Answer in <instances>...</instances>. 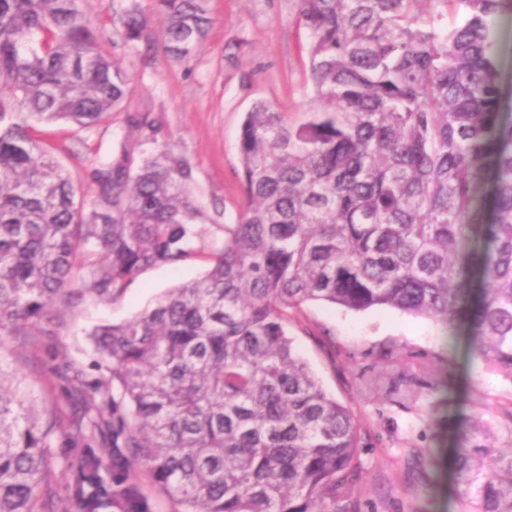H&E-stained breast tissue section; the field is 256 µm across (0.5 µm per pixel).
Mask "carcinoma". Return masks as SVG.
I'll return each mask as SVG.
<instances>
[{"label":"carcinoma","instance_id":"obj_1","mask_svg":"<svg viewBox=\"0 0 512 512\" xmlns=\"http://www.w3.org/2000/svg\"><path fill=\"white\" fill-rule=\"evenodd\" d=\"M113 18L187 62L205 0ZM467 13L448 24L457 3ZM89 0H0V349L85 296L206 252L207 271L91 333L99 377L72 364L65 423L0 365V512H67L53 438L82 512H352L360 423L288 336L309 302L391 307L462 328L512 381V96L492 37L512 0H296L311 109L256 102L238 140L243 198L203 247L182 164L124 135L89 174L91 200L35 136L92 128L130 93ZM129 131L153 127L148 112ZM466 512H512V439L475 424L454 453Z\"/></svg>","mask_w":512,"mask_h":512}]
</instances>
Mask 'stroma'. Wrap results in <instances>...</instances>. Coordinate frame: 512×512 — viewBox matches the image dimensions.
I'll use <instances>...</instances> for the list:
<instances>
[{
  "instance_id": "35a3bbf8",
  "label": "stroma",
  "mask_w": 512,
  "mask_h": 512,
  "mask_svg": "<svg viewBox=\"0 0 512 512\" xmlns=\"http://www.w3.org/2000/svg\"><path fill=\"white\" fill-rule=\"evenodd\" d=\"M213 24L199 53L188 62L168 59L161 44L135 50L115 42L111 53L128 66L132 94L126 111L149 112L151 129L136 132L143 150L168 145L190 170L187 182L200 214L203 241L223 237L242 199L237 140L245 113L263 100L301 119L306 33L295 0H207ZM125 113L90 129L55 122L38 135L75 179L108 155L126 130ZM207 268L205 256L152 268L115 298L88 297L73 310L54 312L40 344L21 350L8 344L0 366L18 374L47 410L68 413L70 400L58 373L74 361L87 377L99 374L90 338L99 325L122 322ZM289 335L300 358L324 390L350 408L361 425L362 447L354 477L353 512H462L452 457L471 416L495 435L512 436V382L491 372L466 336L452 339L438 320L388 307L351 311L304 304ZM400 356L410 375L396 393L368 401L362 378L376 375ZM410 390L414 401L399 394Z\"/></svg>"
}]
</instances>
